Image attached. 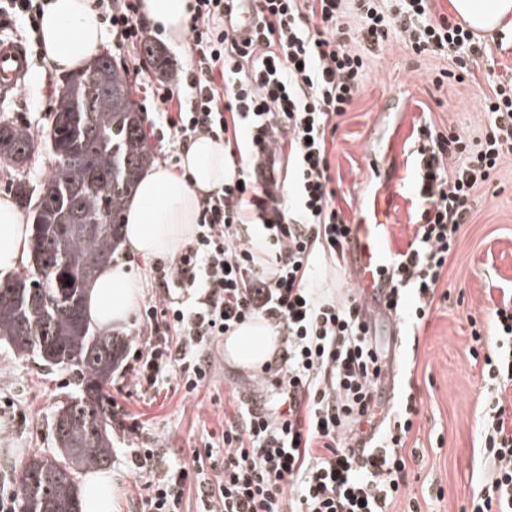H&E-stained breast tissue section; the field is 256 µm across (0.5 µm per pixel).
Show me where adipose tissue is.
<instances>
[{
	"label": "adipose tissue",
	"instance_id": "ef3b65f1",
	"mask_svg": "<svg viewBox=\"0 0 512 512\" xmlns=\"http://www.w3.org/2000/svg\"><path fill=\"white\" fill-rule=\"evenodd\" d=\"M194 0H142L152 29L172 44L180 43ZM452 11L476 34L512 27V0H451ZM40 39L51 70L74 73L92 60L104 40L94 0H50L41 20ZM224 143L195 137L181 154L179 170L149 169L124 212L122 251L144 258L171 256L193 236L201 201L224 184ZM29 229L10 199H0V270L21 266L27 256ZM139 300V285L125 262L105 264L85 287L87 319L107 329L128 321ZM281 338L262 319L236 328L224 339L228 363L242 369L263 368Z\"/></svg>",
	"mask_w": 512,
	"mask_h": 512
}]
</instances>
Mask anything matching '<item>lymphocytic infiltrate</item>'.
I'll list each match as a JSON object with an SVG mask.
<instances>
[{
	"instance_id": "1",
	"label": "lymphocytic infiltrate",
	"mask_w": 512,
	"mask_h": 512,
	"mask_svg": "<svg viewBox=\"0 0 512 512\" xmlns=\"http://www.w3.org/2000/svg\"><path fill=\"white\" fill-rule=\"evenodd\" d=\"M349 0H257L254 47L224 24L231 0H195L187 20L194 62L177 86L146 89L139 109L154 113L162 137L184 143L220 137L233 170L205 198L198 230L176 258L155 265L164 291L144 311L150 339L127 372L136 385L176 380L191 394L213 376L218 338L261 318L284 347L275 358V409L232 390L224 416V457L207 478L203 457L175 459L153 445L127 457L145 477L138 512H182L195 487L207 512H389L408 486L405 443L418 414L411 383L377 422L388 355L363 319L356 293L332 300L314 286L324 258L344 262L349 226L331 186L328 137L365 79L356 40L375 46L396 34L415 54L452 59L460 71L484 54L462 23L435 14L432 0H356L358 29L345 26ZM121 51L145 44L140 0H96ZM482 107L492 117L478 147L420 130L413 237L390 271L388 305L410 327L429 317L448 259L470 215V199L512 152V80L490 79ZM272 124L293 171L282 199L255 184L251 135ZM471 358L482 359L488 393L480 451L489 471L469 512H512V301L487 321L470 319Z\"/></svg>"
}]
</instances>
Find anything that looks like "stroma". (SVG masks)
<instances>
[{
	"mask_svg": "<svg viewBox=\"0 0 512 512\" xmlns=\"http://www.w3.org/2000/svg\"><path fill=\"white\" fill-rule=\"evenodd\" d=\"M487 44L489 55L478 58L464 81L451 79L440 86L435 77L451 68L449 59L414 54L393 37L368 56L363 88L338 117L329 145L336 205L350 223H357L368 191L378 186L380 169H387L396 181L387 220L394 241L407 247L414 233L412 151L419 130L429 126L479 143L490 122L481 107L482 83L491 74L512 78V32L494 35ZM61 81L45 59L36 57L25 87L0 101V121L28 131L35 146L29 168L19 175L0 170V197L11 196L15 177L37 183L50 175L43 139ZM441 287L448 290V298L435 300L415 336H393L386 327L378 329L377 338L391 357L383 406L398 400L408 376L419 410L404 448L409 490L391 505V512H407L412 500L421 512H463L488 470L479 438L482 380L469 356L468 320L486 319L491 308L512 296V154L474 192L469 220L448 259ZM212 358L211 383L193 394L140 388L120 372L106 385V399L138 420L137 429H112V460L107 467L117 486L112 512H136L144 493L140 474L126 461L130 449L157 440L187 461L193 452H206L221 440L231 388L259 403H272V382L226 365L223 343H215ZM73 390L70 372L19 357L0 342V485L7 484L29 456L54 449V411Z\"/></svg>",
	"mask_w": 512,
	"mask_h": 512,
	"instance_id": "35a3bbf8",
	"label": "stroma"
}]
</instances>
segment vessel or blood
<instances>
[{"label": "vessel or blood", "instance_id": "vessel-or-blood-1", "mask_svg": "<svg viewBox=\"0 0 512 512\" xmlns=\"http://www.w3.org/2000/svg\"><path fill=\"white\" fill-rule=\"evenodd\" d=\"M28 69L29 57L24 46L0 38V98L21 89ZM273 142L272 129L253 134L256 176L270 188L279 182L282 171V159ZM349 240L350 272L360 295V307L365 314L372 315L386 307L389 268L399 248L391 240L388 226L376 207L366 208L358 224L352 225Z\"/></svg>", "mask_w": 512, "mask_h": 512}]
</instances>
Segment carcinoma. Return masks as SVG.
I'll use <instances>...</instances> for the list:
<instances>
[{
	"label": "carcinoma",
	"mask_w": 512,
	"mask_h": 512,
	"mask_svg": "<svg viewBox=\"0 0 512 512\" xmlns=\"http://www.w3.org/2000/svg\"><path fill=\"white\" fill-rule=\"evenodd\" d=\"M54 172L14 190L31 217L30 275L0 277V341L71 372L77 386L53 419L56 448L14 475L17 512H82L76 475L112 458V410L103 390L124 342L86 318V284L120 241L122 212L150 166L141 113L126 74L102 55L65 79L46 139ZM29 133L0 122V163L22 166Z\"/></svg>",
	"instance_id": "carcinoma-1"
}]
</instances>
